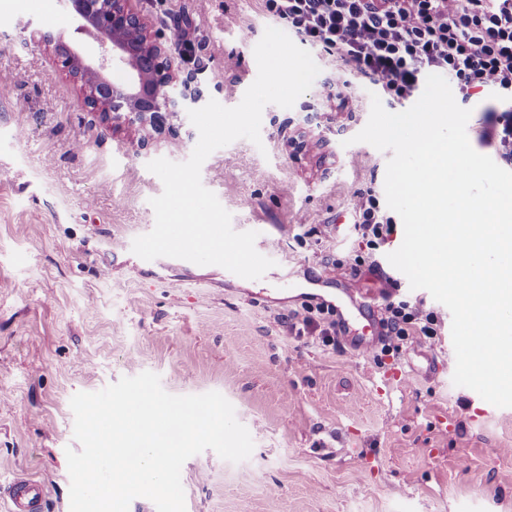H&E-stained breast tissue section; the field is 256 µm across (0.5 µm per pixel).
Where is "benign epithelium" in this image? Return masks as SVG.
Returning <instances> with one entry per match:
<instances>
[{
  "label": "benign epithelium",
  "instance_id": "benign-epithelium-1",
  "mask_svg": "<svg viewBox=\"0 0 512 512\" xmlns=\"http://www.w3.org/2000/svg\"><path fill=\"white\" fill-rule=\"evenodd\" d=\"M130 0H72L79 19L77 30L92 35L110 60L128 66L131 79L116 84L103 71L105 64L94 66L62 40L36 32L33 37L55 44L62 67L83 82V91L103 118L120 127H134L142 147L152 134L165 129L185 110L187 95L178 90V81L165 47L159 37L148 32L145 24L130 9Z\"/></svg>",
  "mask_w": 512,
  "mask_h": 512
}]
</instances>
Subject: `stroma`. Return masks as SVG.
<instances>
[{
    "instance_id": "stroma-1",
    "label": "stroma",
    "mask_w": 512,
    "mask_h": 512,
    "mask_svg": "<svg viewBox=\"0 0 512 512\" xmlns=\"http://www.w3.org/2000/svg\"><path fill=\"white\" fill-rule=\"evenodd\" d=\"M131 7L151 33L184 30L170 54L198 105L240 103L273 23L265 0ZM77 25L70 8L43 15L0 0V73L11 77L0 85V480L32 473L51 486L44 512H69L71 397L151 371L174 395L220 392L254 441L239 463L211 450L184 463L186 512H512V408L482 418L485 400L453 384L449 310L387 259L403 227L376 251L379 274L351 275L362 251L354 194L385 195L389 152L353 140L376 85L313 51L312 87L292 108H264L260 143L239 139L205 160L201 181L233 229L281 258L274 274L228 286L219 266H143L132 252L163 191L148 163L186 161L198 132L184 117L137 148L134 128L103 121L31 37H62L99 62ZM493 103L471 99L467 135L497 161ZM314 277L423 305L437 334L394 356L323 345L316 329L291 327L316 303L300 292Z\"/></svg>"
}]
</instances>
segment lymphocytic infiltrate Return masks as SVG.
Here are the masks:
<instances>
[{"label":"lymphocytic infiltrate","instance_id":"f902f5d3","mask_svg":"<svg viewBox=\"0 0 512 512\" xmlns=\"http://www.w3.org/2000/svg\"><path fill=\"white\" fill-rule=\"evenodd\" d=\"M288 32L336 56L394 100L410 98L424 77L443 74L462 100L491 92L512 103V0H266ZM354 229L367 248L351 269L375 266L374 250L394 220L369 191L355 194ZM383 354L416 337L436 336L434 312L405 301L383 307Z\"/></svg>","mask_w":512,"mask_h":512}]
</instances>
